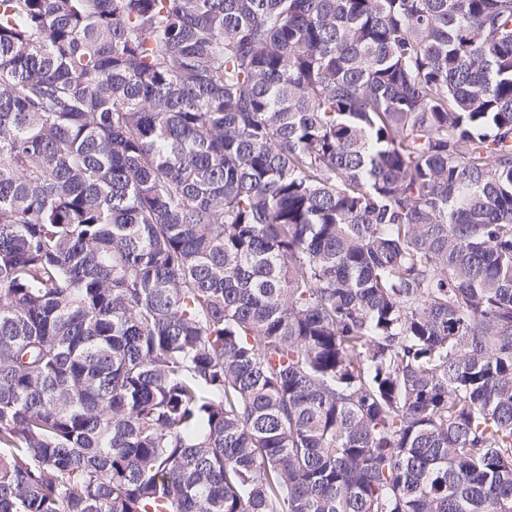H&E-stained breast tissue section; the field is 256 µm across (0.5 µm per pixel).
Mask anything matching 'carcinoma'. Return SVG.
<instances>
[{
	"label": "carcinoma",
	"mask_w": 512,
	"mask_h": 512,
	"mask_svg": "<svg viewBox=\"0 0 512 512\" xmlns=\"http://www.w3.org/2000/svg\"><path fill=\"white\" fill-rule=\"evenodd\" d=\"M0 512H512V0H0Z\"/></svg>",
	"instance_id": "cac0c4a2"
}]
</instances>
